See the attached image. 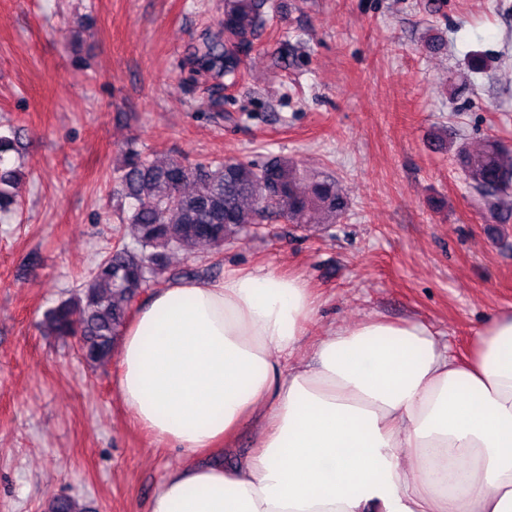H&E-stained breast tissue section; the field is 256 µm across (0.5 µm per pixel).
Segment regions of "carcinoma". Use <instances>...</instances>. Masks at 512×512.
I'll return each instance as SVG.
<instances>
[{
	"instance_id": "carcinoma-1",
	"label": "carcinoma",
	"mask_w": 512,
	"mask_h": 512,
	"mask_svg": "<svg viewBox=\"0 0 512 512\" xmlns=\"http://www.w3.org/2000/svg\"><path fill=\"white\" fill-rule=\"evenodd\" d=\"M268 0H224L222 26L236 47L249 48L264 26ZM202 70L235 76L234 52L211 41L197 50ZM15 139L0 132V213L21 208L19 167L9 160ZM464 181L488 205L494 219L512 215V146L489 137L482 147L459 148ZM125 196L134 200L125 223L134 247L119 243L98 263L76 296L44 313L49 336L77 339V352L90 366L107 362L128 322L140 289L169 269V256L191 253L200 245L219 249L261 221L284 219L299 228L313 213L333 224L347 209L336 179L318 176L302 182L297 165L275 158L256 166L239 160L189 167L165 153L144 154L127 145L116 168Z\"/></svg>"
}]
</instances>
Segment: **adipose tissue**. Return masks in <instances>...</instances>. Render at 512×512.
Masks as SVG:
<instances>
[{"instance_id":"1","label":"adipose tissue","mask_w":512,"mask_h":512,"mask_svg":"<svg viewBox=\"0 0 512 512\" xmlns=\"http://www.w3.org/2000/svg\"><path fill=\"white\" fill-rule=\"evenodd\" d=\"M307 282L270 268L154 292L120 338L115 385L182 449L151 512H512V309L457 359L430 327L329 326ZM260 427L240 465L198 455Z\"/></svg>"}]
</instances>
